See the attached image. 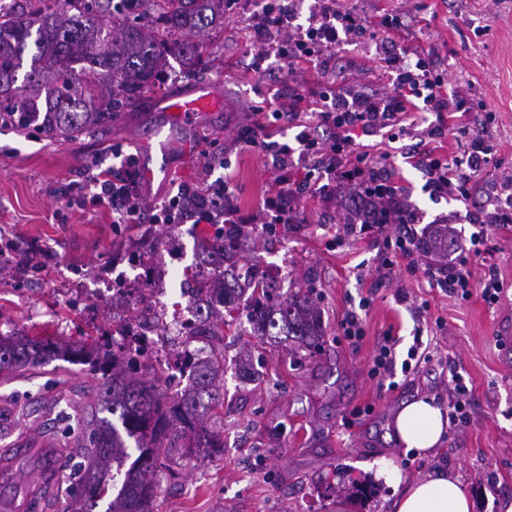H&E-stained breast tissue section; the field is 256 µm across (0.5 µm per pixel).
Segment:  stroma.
I'll return each instance as SVG.
<instances>
[{
  "mask_svg": "<svg viewBox=\"0 0 512 512\" xmlns=\"http://www.w3.org/2000/svg\"><path fill=\"white\" fill-rule=\"evenodd\" d=\"M375 21L397 16L395 34L375 43H347L335 50V66L325 78L334 87L363 85L389 91L379 54L382 47L409 57H432L449 87L464 92V109L449 113L443 138L428 149L447 160L456 138L489 118L488 134L502 171L512 170V0H340ZM206 47L198 70L184 74L170 60L159 90L142 95L139 108L112 124L77 139L52 138L40 130L0 127V250L10 256L0 269V335L22 332L69 341L93 335L112 339L114 312L135 317L151 294L139 291L147 271H154L166 320L187 313L183 276L197 259L199 232L189 224H154L155 205L207 176L200 156L206 144L224 154L225 174L234 203L253 216L245 232L253 243L245 260L277 269L283 291L298 278L314 280L324 338L316 361L294 363L287 348L258 344L246 317L224 333V418L217 427L224 452L174 459L158 474L153 512H332L346 498L342 478L370 480L376 492L357 501L356 512H388L392 484L375 476L390 461L404 479L415 480L437 468L459 475L470 490L473 512H503L512 501V365L502 361L498 326L512 321V226L488 231L495 249L501 293L496 304L480 292L461 298L429 287V258L419 257L415 273L396 267L383 277L378 259L383 249L373 234L349 236L342 227L351 203L345 194L325 201L304 197L294 202V220L267 225L264 201L278 190L273 156L241 152L236 138L249 123L251 105L270 85L280 87V111L299 85L313 87L323 76L311 66L295 72L250 70L246 9H225L224 22L192 33ZM203 86L220 87L219 110L200 115L188 126L168 123L161 99L185 95ZM356 141L391 154L401 176L405 201L423 223L444 220L456 235L474 230L483 210L481 188L469 198L433 199L415 160L393 149L385 133H358ZM136 167H165V174L141 180L145 220L116 224L110 207L99 205L85 185L90 165L120 167L122 158ZM155 240L154 264L146 269L131 254L145 237ZM127 290V303L113 309L96 297L101 275ZM356 311L363 336L345 339L341 323ZM399 339L397 360H404L415 339L429 344L436 360L416 372L371 376L369 370L385 337ZM252 362L260 381L239 378L240 365ZM468 388L470 420L449 426L430 457L417 456L395 439L391 420L402 403L429 398L448 405L452 374ZM96 380L80 366L62 360L8 379L0 378V477L9 476L15 492L26 489L27 468L11 459L15 450L41 439L67 443L68 452L48 458L62 477H72L82 461L78 432L64 433L57 407L82 410Z\"/></svg>",
  "mask_w": 512,
  "mask_h": 512,
  "instance_id": "35a3bbf8",
  "label": "stroma"
}]
</instances>
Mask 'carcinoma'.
Returning <instances> with one entry per match:
<instances>
[{"label":"carcinoma","mask_w":512,"mask_h":512,"mask_svg":"<svg viewBox=\"0 0 512 512\" xmlns=\"http://www.w3.org/2000/svg\"><path fill=\"white\" fill-rule=\"evenodd\" d=\"M13 2L18 8L0 7V123L24 129L34 122L42 132L65 138L133 110L144 90L162 81L167 58L194 70L203 47L188 35L224 18V0H155L161 25L153 28L123 18L133 0H107L99 11L87 0H60L54 11L42 7L45 0ZM27 58L29 70L19 86L18 72ZM453 243L445 224L418 247L424 255L446 258ZM247 247L240 224L217 225L201 237L198 261L184 271L205 308L197 337L224 341V326L233 325L244 307L260 343L281 338L292 343L294 354L314 357L324 334L313 281L281 293L277 273L233 262ZM54 360L86 366L99 376L90 391V419L81 424L85 444L75 477L77 499L64 512H87L88 503L108 493L110 464L120 467L130 457V439L138 455L108 512H153L157 473L172 452H224V441L209 425L224 408L216 387L223 367L218 359L197 363L195 387L170 401L161 377L148 382L133 376L124 356L94 339L69 343L26 333L0 336V375H19Z\"/></svg>","instance_id":"1"}]
</instances>
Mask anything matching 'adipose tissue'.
I'll return each instance as SVG.
<instances>
[{"label":"adipose tissue","instance_id":"obj_1","mask_svg":"<svg viewBox=\"0 0 512 512\" xmlns=\"http://www.w3.org/2000/svg\"><path fill=\"white\" fill-rule=\"evenodd\" d=\"M447 419L441 409L427 400L405 403L392 419V429L406 449L418 455L431 454L440 444ZM385 476L394 484L396 498L390 512H472L470 492L451 472L438 470L427 477L403 482L399 470L387 465Z\"/></svg>","mask_w":512,"mask_h":512}]
</instances>
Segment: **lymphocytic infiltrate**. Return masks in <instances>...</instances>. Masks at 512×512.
<instances>
[{
  "label": "lymphocytic infiltrate",
  "instance_id": "obj_1",
  "mask_svg": "<svg viewBox=\"0 0 512 512\" xmlns=\"http://www.w3.org/2000/svg\"><path fill=\"white\" fill-rule=\"evenodd\" d=\"M262 23L250 24L254 51L251 69L255 72L285 68L295 70L301 64L327 69L330 54L347 40H375L377 31L372 23L355 10L340 8L336 0H313L307 25H295L294 9L285 0H263ZM387 65L394 74L393 88L387 93H368L359 86L344 90L327 87L315 91L295 87L291 98L288 121L298 125L303 113L317 111L321 121L335 129L331 140L325 141L304 129L296 135L295 145L271 148L266 119L274 96L264 97L253 106V121L239 134L238 144L244 151L276 152L275 197L265 205L273 224L290 223L294 200L317 195L331 198L337 188H345L352 204L367 208L360 224L348 225L350 233H373L383 239L386 249L379 269L391 275L396 260H404L407 272H415L414 254L421 236L417 230L418 215L407 208L403 188L395 177L379 178L378 163L369 152L356 148L355 129L398 130L424 128L431 137L442 135L443 125H429L426 113L443 114L461 111L463 99L459 93H448L444 80L435 75L432 64L424 59L410 61L397 53L388 54ZM407 157L416 159L426 175V187L435 197H468V185L495 162V150L490 138L482 131H467L457 140V150L449 161L432 158L422 143L405 147ZM140 174L134 165L122 171L108 168L89 172L87 181L95 188L98 203L111 207L114 223L138 224L142 221L139 196ZM156 224H246L250 218L232 202L231 183L218 179L193 187L179 188L176 195L158 205L152 214ZM486 243L483 232L449 250L445 263L428 268L427 282L433 288H445L452 293H471L469 254H480ZM484 257L482 296L495 302L501 284L492 256Z\"/></svg>",
  "mask_w": 512,
  "mask_h": 512
}]
</instances>
